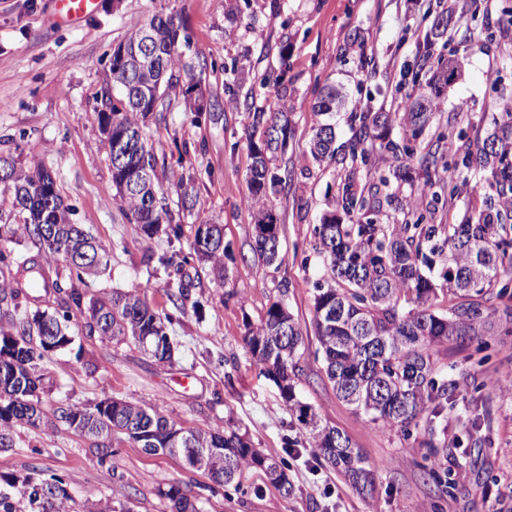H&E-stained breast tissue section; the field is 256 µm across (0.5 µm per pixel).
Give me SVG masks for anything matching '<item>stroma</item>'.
<instances>
[{
    "mask_svg": "<svg viewBox=\"0 0 512 512\" xmlns=\"http://www.w3.org/2000/svg\"><path fill=\"white\" fill-rule=\"evenodd\" d=\"M448 8L452 23L442 37L430 38L437 13ZM157 13L183 23L190 47L182 61L211 107L198 115L180 103L144 129L158 159L195 179L190 208L174 186L163 188L180 236L161 232L147 241L112 197L111 165L92 112L111 85L106 58L112 46ZM509 18L512 0H479L473 16L464 0H98L95 14L68 27L55 24L53 0H0V153H12L24 167L53 171L72 223L111 248L108 269L92 289L138 287L171 316L168 334L176 348L174 363L162 365L134 344L82 336L81 316L73 314L72 350L41 362L46 394L55 401L109 396L144 402L187 427L235 430L284 462L294 492L283 496L255 470L219 486L180 458L146 453L117 433L105 458L84 438L18 429L17 447L0 450V474L62 479L71 495L67 512L101 500L131 504L134 512H171L158 491L172 483L195 496L201 512H500L512 494V393L495 381L512 372V335L488 337L482 351L452 340L436 347L453 387L443 414L409 437L369 422L327 381L315 357L313 299L324 268L313 229L324 213L338 209L342 184L313 163L309 143L318 122L312 104L323 87L336 86L345 97L336 115L341 149L350 137L346 113L400 111L407 94L425 82L417 61L426 52L435 58L453 52L462 62L460 76L436 102L440 128L470 136L487 130L494 113L512 112V40L477 42L471 33ZM353 34L358 43H350ZM270 74L282 75V83L263 85ZM230 84L247 96L252 111L281 104L292 114L293 134L271 163L275 173L294 171L273 198L281 259L271 265L251 251L253 221L244 204L249 137L229 101ZM203 218L224 227L220 280L191 258ZM161 255L183 262L182 275L193 282L183 305L169 299L176 280L158 263ZM280 298L304 334L296 394L375 466L372 494H357L333 469L317 464L308 431L245 348L249 329ZM197 300L203 312L195 311ZM432 439L448 446L454 486L447 494L424 474Z\"/></svg>",
    "mask_w": 512,
    "mask_h": 512,
    "instance_id": "obj_1",
    "label": "stroma"
}]
</instances>
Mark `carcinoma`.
<instances>
[{
  "label": "carcinoma",
  "instance_id": "obj_1",
  "mask_svg": "<svg viewBox=\"0 0 512 512\" xmlns=\"http://www.w3.org/2000/svg\"><path fill=\"white\" fill-rule=\"evenodd\" d=\"M189 46V36L174 15L156 14L133 28L112 47L109 73L114 94H105L94 109L103 145L112 170V188L126 208L128 219L150 239L163 221L170 219L162 204L161 186L167 181L182 190L183 201H193V187L175 173L158 171V160L144 137L149 118L171 111L173 96L182 92L192 112L207 110L202 87L194 76L181 80L180 47ZM422 67L432 75L427 90L407 111L351 112L347 123L353 132L349 150L336 151V90L327 88L315 98L312 109L324 117L313 129L310 155L315 163L333 165L344 177L342 209L378 213L382 206L380 184L356 190L360 175L372 165L373 143L378 152L394 159L393 176L412 165L428 177L433 201L446 192L454 197L458 165H476L481 179L469 189L473 199L457 224H424L403 218L400 224H346L330 213L314 229L315 250L325 266L324 280L314 296L313 327L322 369L336 397L387 427L419 426L438 418L448 401V381L433 357L435 346L450 340L465 342L495 328L512 333V113L493 119L486 135L465 143L461 160L438 149L422 155L400 152L390 139L396 122L416 138L436 121L434 101L461 73L460 60L450 54ZM246 127L262 130V141L250 143L249 195L245 204L254 216V229L268 227L279 236L280 224L270 196L291 178L270 172L274 155L285 149L291 131V113L281 110L243 113ZM0 166L10 172L3 193L8 207L0 203V238L22 234L38 246L42 261L16 260L29 287L54 290V306L32 307L21 300L22 288L0 282V305L10 315L0 326V448H14L15 429L36 432L44 428L72 432L79 420V437L101 449V458L112 455V434L125 435L151 454L177 455L191 468L217 475L225 485L253 469L262 471L283 496L293 493L280 462L254 448L233 430L216 431L199 426L178 443H170V430L180 423L167 418L146 403L125 402L90 406L61 401L50 414L35 410L43 404L39 362L46 353L68 348L71 311L83 315L89 337L117 345L131 342L160 363H170L174 349L166 332L169 316L154 309L135 289L121 293L106 289L88 294L86 278L107 269L109 249L82 224L69 220L57 181L40 166L26 170L15 158L0 154ZM224 226L203 221L196 225L193 253L217 274L222 272ZM252 251L265 264L277 261L273 243L254 234ZM64 261L69 269V288L62 290L47 275L45 266ZM448 298L444 313L434 310L439 295ZM498 299L504 307L491 318L486 304ZM245 344L253 363L278 384L298 422L310 429L317 453L360 493L375 488L377 473L348 435L329 425L299 401L295 392L300 350L304 336L300 323L282 301L272 303L260 324L249 330ZM432 457L428 476L443 492L454 486L444 468L440 451L446 446L430 442ZM15 495L0 492V512H63L67 494L50 501L51 481L30 474L3 478ZM171 503L172 512H199L194 497L173 483L159 491Z\"/></svg>",
  "mask_w": 512,
  "mask_h": 512
}]
</instances>
